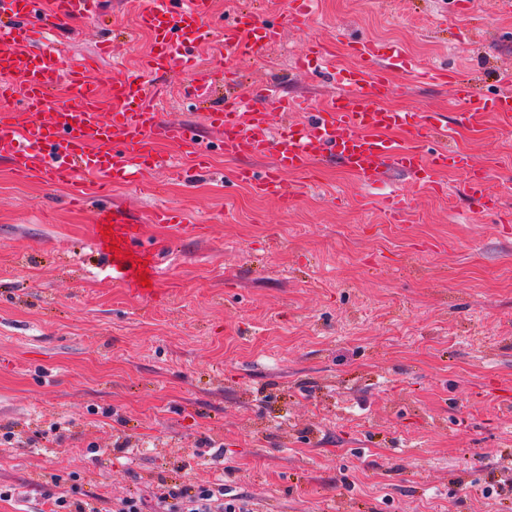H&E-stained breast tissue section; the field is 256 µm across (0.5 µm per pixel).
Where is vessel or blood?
<instances>
[{"label":"vessel or blood","instance_id":"vessel-or-blood-1","mask_svg":"<svg viewBox=\"0 0 512 512\" xmlns=\"http://www.w3.org/2000/svg\"><path fill=\"white\" fill-rule=\"evenodd\" d=\"M0 0V159L23 177H36L48 185H75L88 175L98 190L130 183L146 171L176 167V159L159 152L161 139L190 145L197 168H205L210 151L194 142L187 127L164 121L153 100L154 86L144 76L114 79L111 84L112 114H104L97 101L95 69L91 60H66L46 36L47 25L72 17L98 14L100 0ZM211 0H145L140 26L153 33L155 48L145 62L151 73L167 72L191 59L210 32ZM279 25L266 22L243 8L220 31L226 49L238 60H247L260 47L275 43ZM350 51L359 66L343 72L345 92L323 109L283 94L276 85L262 89L246 110H239L235 96H227L223 111L207 115L220 133V148L230 157L245 153L271 157L263 171L237 168L233 180L249 183L257 194L288 203L297 193L287 175H302L326 159L351 169L364 186L384 181L388 169H396L416 182L431 183L440 169H453L466 177V192L478 208H486V176L468 155L448 148V125L438 114L420 115L386 108L394 68L419 78L452 85L465 106L462 122L492 112L512 127V93L485 94L454 71L424 66L404 58L398 49L383 51L375 41L352 42ZM78 91L75 103L48 112L60 84ZM274 112H296L300 118L273 128ZM403 130L407 143L388 137Z\"/></svg>","mask_w":512,"mask_h":512}]
</instances>
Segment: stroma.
Listing matches in <instances>:
<instances>
[{
  "label": "stroma",
  "instance_id": "obj_1",
  "mask_svg": "<svg viewBox=\"0 0 512 512\" xmlns=\"http://www.w3.org/2000/svg\"><path fill=\"white\" fill-rule=\"evenodd\" d=\"M144 0H104L105 17L55 33L69 59L99 58V94L149 52ZM216 18L249 7L279 23L264 63L208 37L192 60L216 94L266 84L325 105L372 38L457 69L480 91L512 68V11L501 0H214ZM135 31L133 42L124 32ZM320 44L330 73L296 68ZM390 106L436 112L448 143L487 173L500 223L471 206L463 177L435 186L394 169L407 201L392 221L379 189L327 164L289 204L228 185L224 156L185 182L150 172L79 206L73 188L18 178L0 160V512H47L45 491L78 499L153 498L163 483L223 481L252 512H512V129L487 115L455 125L450 86L391 76ZM155 107L213 144L207 106L183 70L155 74ZM121 212L109 226L102 206ZM181 220L156 224L154 210ZM134 276L113 280L112 242ZM156 265L142 285L139 274Z\"/></svg>",
  "mask_w": 512,
  "mask_h": 512
}]
</instances>
